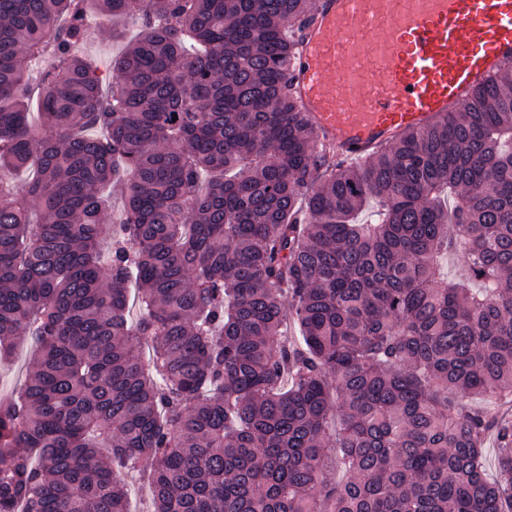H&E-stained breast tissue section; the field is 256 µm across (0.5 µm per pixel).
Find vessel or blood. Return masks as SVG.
Instances as JSON below:
<instances>
[{
    "label": "vessel or blood",
    "mask_w": 512,
    "mask_h": 512,
    "mask_svg": "<svg viewBox=\"0 0 512 512\" xmlns=\"http://www.w3.org/2000/svg\"><path fill=\"white\" fill-rule=\"evenodd\" d=\"M512 62V0H315L289 91L320 144L366 159Z\"/></svg>",
    "instance_id": "obj_1"
}]
</instances>
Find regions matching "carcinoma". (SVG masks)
Here are the masks:
<instances>
[{"label":"carcinoma","mask_w":512,"mask_h":512,"mask_svg":"<svg viewBox=\"0 0 512 512\" xmlns=\"http://www.w3.org/2000/svg\"><path fill=\"white\" fill-rule=\"evenodd\" d=\"M313 2L0 0V512H129L130 472L153 512H512V65L338 161L287 89ZM112 28L114 34H112ZM138 32L139 27L135 18L118 19L113 25L100 26L94 38L83 48V52L88 58L97 61L100 64V71L105 74L108 67L107 61L121 54L126 43ZM34 346L24 341L15 350L11 359L0 366V397L15 390L27 375V361Z\"/></svg>","instance_id":"1"}]
</instances>
